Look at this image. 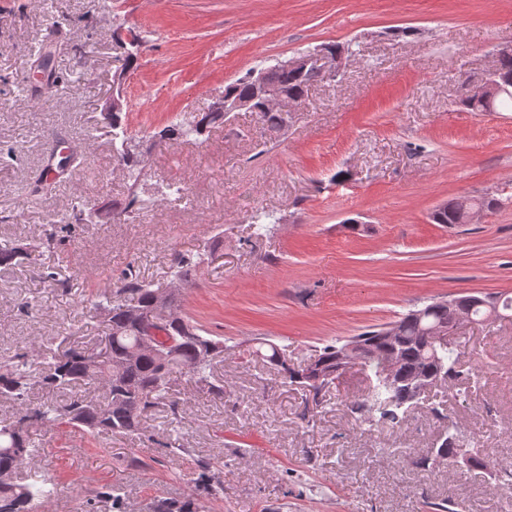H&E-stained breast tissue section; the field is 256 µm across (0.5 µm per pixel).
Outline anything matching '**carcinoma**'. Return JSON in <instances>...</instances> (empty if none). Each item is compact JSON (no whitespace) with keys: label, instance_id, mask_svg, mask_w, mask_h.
Returning a JSON list of instances; mask_svg holds the SVG:
<instances>
[{"label":"carcinoma","instance_id":"obj_1","mask_svg":"<svg viewBox=\"0 0 512 512\" xmlns=\"http://www.w3.org/2000/svg\"><path fill=\"white\" fill-rule=\"evenodd\" d=\"M495 81L500 92L490 101L474 99L461 94L459 103L472 112L490 111L496 107L512 109V54L496 60ZM276 79L288 96L302 100L309 87L325 79L318 71L300 73L281 70ZM224 92L234 99L251 101L256 116L268 130H278L286 118L278 110L265 107L263 100L250 80V74L228 83ZM112 132L114 159L126 170L131 184L129 208H140L159 200L160 188L146 183L143 172L146 162L141 155L128 150L129 134L118 112L106 114ZM224 120V114L203 112L190 118L178 119L159 130L155 137L161 141L175 140L190 135H200L211 124ZM467 217L460 210L459 203L452 200L432 214L436 224H464ZM55 235H49L36 244H0V266L17 265L24 261L32 263L37 257L54 249ZM179 262L174 273L175 279L183 281L189 271L202 262L199 254L191 252L178 254ZM159 288L146 284L130 271L113 287L100 295L97 308L105 316L108 334L102 347L89 350L72 345L62 353L51 356L49 369L41 372L44 360L39 354L17 353L0 360V399H7L20 406L17 420L0 426V512H32L33 502L47 498L50 492L36 483L19 484L14 481L16 470L32 459L37 449L31 438V424L37 422L49 429L64 425L76 427L93 435L115 434L135 436L141 430L143 413L169 399L168 385L171 375L179 370L192 372L200 387L208 386L210 359L227 349L224 342L214 336L204 335V329L193 324L187 317L164 321L165 335L158 343V353L142 352L134 355L144 333L143 324L131 319L129 304L155 318H163L158 308L156 294ZM474 297L463 296L451 299V305H433L432 314L419 320L414 311H409L395 325L399 329L396 342L392 343L373 328L354 337L362 345L356 362L372 372L375 382L368 393L349 406L357 418L373 424H401L409 408L418 403L420 396L415 384L433 373L443 377V384L456 379L463 373L458 346L448 345L431 350L428 337L423 329L430 323L440 321L452 323L465 311H471L477 319L486 314L482 307L473 305ZM259 343L256 353H261ZM271 354L266 359L278 366L284 377L302 387L318 401L321 391L340 377L341 372L351 365L343 357L345 345L329 344L321 348L314 359L315 367L304 369L288 364L274 344L266 345ZM397 359L394 379L386 381L379 375L382 365L390 356ZM93 384L105 390L102 400L85 396H72L63 403L44 402L31 406L29 396L39 386L49 392L67 390L77 385ZM461 430L452 422L443 426L441 435L431 453L425 455L420 464L431 469L436 457L441 463L452 465L459 455ZM154 512H198L192 501L175 502L157 500Z\"/></svg>","mask_w":512,"mask_h":512}]
</instances>
